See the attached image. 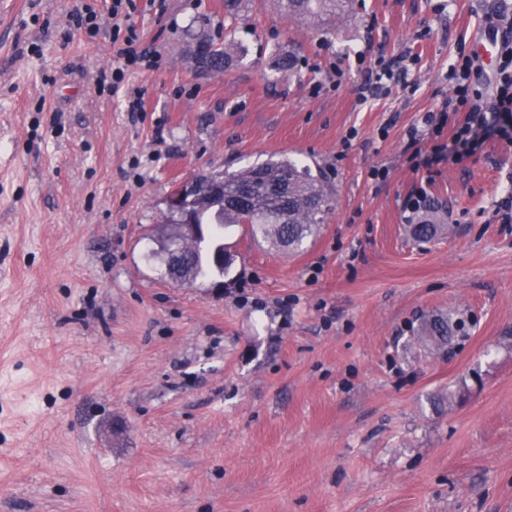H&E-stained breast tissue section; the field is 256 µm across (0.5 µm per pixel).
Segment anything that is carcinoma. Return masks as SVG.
<instances>
[{
  "instance_id": "obj_1",
  "label": "carcinoma",
  "mask_w": 512,
  "mask_h": 512,
  "mask_svg": "<svg viewBox=\"0 0 512 512\" xmlns=\"http://www.w3.org/2000/svg\"><path fill=\"white\" fill-rule=\"evenodd\" d=\"M352 0H280L282 10L291 17H313L326 24L349 10ZM191 58L202 69L223 72L232 62L230 51L215 48L207 40L198 41ZM332 201L320 180L289 161L266 163L219 178V187L205 204L186 200L179 216L171 217L174 224L189 220L206 224L208 230L190 251L188 268L192 280L221 278L230 258L224 263L215 259L216 250L223 247L224 230L233 224L249 225L252 236H260L272 244L291 248L312 234L315 225L324 220ZM440 225L421 219L412 225L413 237L427 241L438 232ZM425 336L435 353L445 351L448 344V321L434 319L425 328Z\"/></svg>"
}]
</instances>
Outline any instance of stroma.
Listing matches in <instances>:
<instances>
[{"instance_id": "obj_1", "label": "stroma", "mask_w": 512, "mask_h": 512, "mask_svg": "<svg viewBox=\"0 0 512 512\" xmlns=\"http://www.w3.org/2000/svg\"><path fill=\"white\" fill-rule=\"evenodd\" d=\"M500 9L356 0L323 27L245 0L216 74L190 48L223 43L224 0H0V512H512V145L435 157ZM398 56L408 83L370 80ZM281 160L331 194L318 229L230 227L221 290L171 281V190ZM417 205L445 226L423 244ZM434 314L463 325L442 358ZM425 336L436 354L444 352L448 344V320H432L425 328Z\"/></svg>"}]
</instances>
